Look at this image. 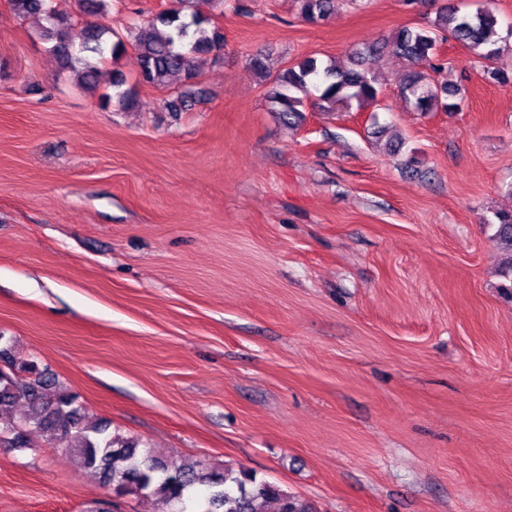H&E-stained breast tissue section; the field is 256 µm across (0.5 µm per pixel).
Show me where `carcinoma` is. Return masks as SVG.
<instances>
[{"mask_svg": "<svg viewBox=\"0 0 512 512\" xmlns=\"http://www.w3.org/2000/svg\"><path fill=\"white\" fill-rule=\"evenodd\" d=\"M8 2L19 16L42 22L43 36L52 42V51L66 65L81 63L79 78L90 87L98 83L97 64L109 57L115 61L125 52L123 38L112 40L115 32L101 21L107 14V0H80V12L89 18L85 23L60 11L54 0ZM190 2L170 0L167 9L130 27L139 70L130 88L125 87L123 73L117 71L112 76V87L117 89L113 97L121 108L135 105L139 85L177 86L176 96L166 103L170 112L187 111L195 105L196 62L224 49V34L208 16L198 11L184 14ZM295 2L305 20L318 22L335 14L340 0ZM496 24V16L488 11L462 13L446 4L431 27L403 26L388 41L354 50L345 69L316 58L282 69L272 79L271 109L284 122L297 125L303 120L304 101L310 97L322 112H333L338 104L361 108L378 96L374 77L363 69L365 56L386 50L410 65L426 62L437 72L441 70L437 51L441 32L481 59L490 79L504 83L507 76L494 64L505 47L490 42ZM401 93L419 112H447L458 107L449 102L459 95L457 88L439 87L430 75L413 68L405 73ZM113 97L104 96V104ZM496 218V238L512 249V213L499 212ZM0 363L6 366L0 371V411L25 409L20 416L0 414V427L13 428L0 440V448H26L30 433L37 432L50 447L77 455L117 496L147 493L162 500L168 512H264L263 505L268 502L276 503V512H313L309 503L274 483L257 480L248 471L219 468L201 459L172 466L141 442L111 432L110 424L87 423L78 396L63 388L48 366L35 359L17 360L11 340L1 334Z\"/></svg>", "mask_w": 512, "mask_h": 512, "instance_id": "cac0c4a2", "label": "carcinoma"}]
</instances>
